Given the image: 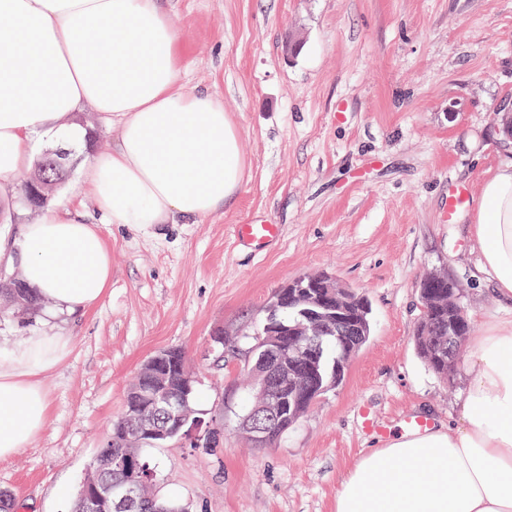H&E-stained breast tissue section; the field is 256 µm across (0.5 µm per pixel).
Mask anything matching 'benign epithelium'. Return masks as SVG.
<instances>
[{"instance_id":"7a95c632","label":"benign epithelium","mask_w":512,"mask_h":512,"mask_svg":"<svg viewBox=\"0 0 512 512\" xmlns=\"http://www.w3.org/2000/svg\"><path fill=\"white\" fill-rule=\"evenodd\" d=\"M446 280L445 274L433 273L425 277L419 285L421 302H448V306L460 314H465L460 302L446 297L437 290ZM288 294L297 308L299 318L291 326L281 324L276 313L283 307V301L271 304L268 324L265 330L268 338L260 360L261 370L255 373V386L259 388L263 403L254 407L244 419V428L252 439L261 444L270 431L269 422L280 412L281 399L278 385L286 377L280 366V353L285 348L293 349L305 369L318 366L322 351L317 339L327 332H349L355 336L361 333L360 315L349 307L348 290L335 279L325 276L304 275L288 283ZM155 409L162 410L169 419L176 421V427L146 421L136 435V441L155 445L175 434L179 439L192 437L202 426L203 420L194 416L188 407L186 394L182 392L155 391L152 398ZM129 478L122 485L105 480L84 483L78 491V498L85 508L100 512L109 508L110 512H135L139 507L140 483L134 477L133 467H128Z\"/></svg>"}]
</instances>
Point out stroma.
Returning <instances> with one entry per match:
<instances>
[{
    "instance_id": "1",
    "label": "stroma",
    "mask_w": 512,
    "mask_h": 512,
    "mask_svg": "<svg viewBox=\"0 0 512 512\" xmlns=\"http://www.w3.org/2000/svg\"><path fill=\"white\" fill-rule=\"evenodd\" d=\"M178 32L185 91L216 96L237 124L240 190L194 223H106L74 154L57 202L80 190L112 255L94 307L56 322L72 341L42 377L49 412L34 442L0 460L19 512H71L86 465L156 351L184 349L196 407L218 447L146 449L162 494L192 512H335L363 452L407 417L456 424L465 367L443 381L419 357V282L448 269L473 335L512 333V301L478 265L448 189L479 196L512 157V0H160ZM302 41L297 54L285 43ZM347 110L336 116L337 102ZM281 225L264 249L234 227ZM323 274L364 296L371 335L343 382L272 448L240 427L250 347L274 295ZM383 425L364 427L360 410Z\"/></svg>"
}]
</instances>
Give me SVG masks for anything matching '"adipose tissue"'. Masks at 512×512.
I'll list each match as a JSON object with an SVG mask.
<instances>
[{
	"label": "adipose tissue",
	"instance_id": "obj_1",
	"mask_svg": "<svg viewBox=\"0 0 512 512\" xmlns=\"http://www.w3.org/2000/svg\"><path fill=\"white\" fill-rule=\"evenodd\" d=\"M180 82L178 36L159 0H0V202L16 197L37 137L87 146L71 119L89 106L121 126L118 145L83 171L108 223L212 215L243 180L239 130L213 95ZM471 232L497 295L512 299V159L485 183ZM0 262L22 267L52 321L91 308L112 274L100 231L72 201L46 208ZM70 342L37 333L0 350V460L43 428L40 376ZM465 351L458 425L366 452L343 477L335 512H512V335L473 337Z\"/></svg>",
	"mask_w": 512,
	"mask_h": 512
}]
</instances>
